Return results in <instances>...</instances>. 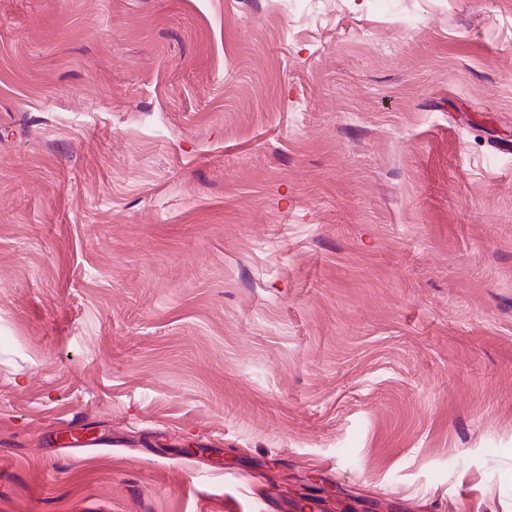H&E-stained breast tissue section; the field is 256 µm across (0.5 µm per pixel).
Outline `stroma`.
Here are the masks:
<instances>
[{"mask_svg": "<svg viewBox=\"0 0 512 512\" xmlns=\"http://www.w3.org/2000/svg\"><path fill=\"white\" fill-rule=\"evenodd\" d=\"M497 143L512 0H0V512H512Z\"/></svg>", "mask_w": 512, "mask_h": 512, "instance_id": "1", "label": "stroma"}]
</instances>
